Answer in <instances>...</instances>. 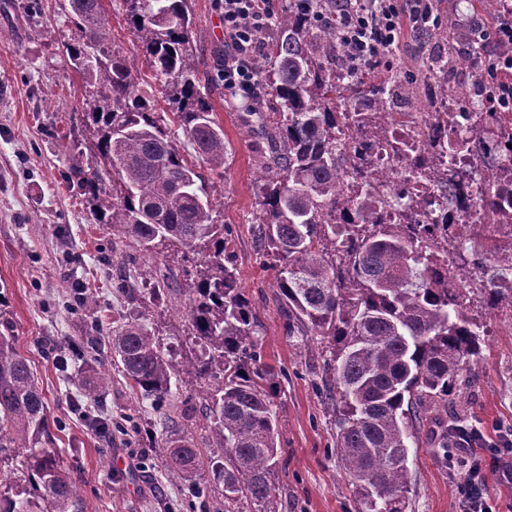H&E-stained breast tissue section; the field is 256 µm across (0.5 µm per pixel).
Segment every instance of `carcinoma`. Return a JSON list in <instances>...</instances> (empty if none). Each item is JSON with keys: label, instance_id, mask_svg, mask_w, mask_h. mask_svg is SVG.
<instances>
[{"label": "carcinoma", "instance_id": "1", "mask_svg": "<svg viewBox=\"0 0 512 512\" xmlns=\"http://www.w3.org/2000/svg\"><path fill=\"white\" fill-rule=\"evenodd\" d=\"M80 39L66 46L72 67L100 89L82 102L94 160L78 150L71 173L92 199L97 223L132 237L145 260L132 279L115 287L141 303L161 299V255L183 262L187 282L183 311L199 354L173 362L155 334L137 319L112 341L129 386L157 408L172 394V380H208L205 420L211 447L205 455L191 435L193 410L163 412L170 433L164 448L172 480L201 490L207 483L224 496V510L275 512V470L280 451L270 390L273 369L257 351V321L240 288L233 238L217 219V202L205 179L181 154L177 127L210 171L224 173V131L199 85V56L192 43L187 0H125L132 34L152 79L177 110L164 116L140 69L109 49L111 33L101 0H67ZM270 52L254 59L259 94L239 122L261 147L254 225L258 255L276 270L288 335L320 336L331 346L325 386L334 400L336 456L361 512H407L411 488L410 442L430 425L433 457L448 466V444L465 422L440 416L483 356V323L471 312L512 303V288L491 279L467 288L457 271L495 265L512 272V185L498 176L478 182L476 200L488 223L478 225L480 250L467 251L469 227L448 239V225L429 221L427 209L448 204L458 172L442 157L474 137L479 168L492 162L508 175L512 123L495 112L479 123L448 121V104L464 98L469 81L458 79L467 53L482 48L480 27L463 25L452 12L433 27L448 49L430 56L420 77H400L344 64L336 25L303 18L293 8L277 16ZM438 113L421 147L396 136L394 97L419 96ZM347 134L348 142L340 135ZM390 148L397 167L377 166L374 147ZM353 151L348 177L336 155ZM384 183L403 196L416 183L422 194L412 219L390 224L379 215L394 207L380 194ZM110 381L101 366L86 378L85 395L100 401ZM47 403L9 326L0 331V451L20 448V476L0 469V512H82L80 492L50 447Z\"/></svg>", "mask_w": 512, "mask_h": 512}]
</instances>
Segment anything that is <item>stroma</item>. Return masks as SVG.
<instances>
[{"mask_svg":"<svg viewBox=\"0 0 512 512\" xmlns=\"http://www.w3.org/2000/svg\"><path fill=\"white\" fill-rule=\"evenodd\" d=\"M0 0V321L9 323L47 403L53 446L80 489L83 512H202L223 507L214 492L189 497L167 476L166 433L149 400L135 395L112 358L120 319L141 318L176 357L195 351L188 321L176 309L186 281L180 266L157 258L167 293L154 305L131 303L113 288L119 255L139 256L132 238L114 237L97 223L88 196L69 175L73 145L89 151L81 101L88 88L68 61L77 30L67 0ZM113 50L136 66L144 55L130 30L123 0H103ZM194 45L205 61L200 80L224 128L223 175L208 172L192 146L184 154L230 224L240 285L258 320L262 360L277 375L274 407L282 453L277 464V512H358L352 487L336 458L334 414L321 389L328 344L319 336H291L281 313L276 272L261 264L253 236L259 177L255 145L237 119L216 66L224 49V11L218 0H188ZM94 293L98 309L71 310L78 289ZM486 330L478 377L462 387L448 412L479 428L512 421V307L480 313ZM86 361L112 368L105 393L113 420L131 416L136 428L106 436L91 425L96 404L83 394L77 361L60 367L72 346ZM410 512H456L463 474L444 468L426 446L410 454Z\"/></svg>","mask_w":512,"mask_h":512,"instance_id":"1","label":"stroma"}]
</instances>
